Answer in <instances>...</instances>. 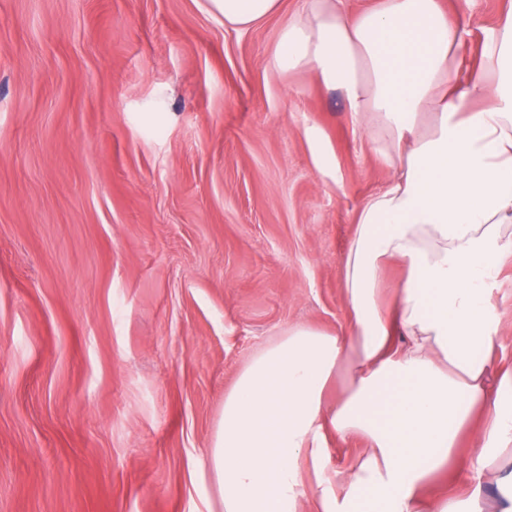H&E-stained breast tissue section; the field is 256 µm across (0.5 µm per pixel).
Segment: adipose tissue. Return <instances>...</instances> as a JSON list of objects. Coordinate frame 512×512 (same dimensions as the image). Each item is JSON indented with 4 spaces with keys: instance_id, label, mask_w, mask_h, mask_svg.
<instances>
[{
    "instance_id": "obj_1",
    "label": "adipose tissue",
    "mask_w": 512,
    "mask_h": 512,
    "mask_svg": "<svg viewBox=\"0 0 512 512\" xmlns=\"http://www.w3.org/2000/svg\"><path fill=\"white\" fill-rule=\"evenodd\" d=\"M207 6L244 30L280 13L282 0ZM468 35L439 0H376L358 15L345 0H307L282 27L275 69L314 72L339 91L393 175L357 213L348 331L290 328L225 394L208 456L223 512H300L305 462L317 512H512V370L490 381L492 284L512 259V16L487 32L481 69L461 83ZM426 112L436 117L429 133ZM391 260L405 281L386 311L378 291ZM475 419L467 494L425 506L427 481ZM330 433L369 442L340 479L326 471Z\"/></svg>"
}]
</instances>
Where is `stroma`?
I'll return each instance as SVG.
<instances>
[{
    "mask_svg": "<svg viewBox=\"0 0 512 512\" xmlns=\"http://www.w3.org/2000/svg\"><path fill=\"white\" fill-rule=\"evenodd\" d=\"M472 30L512 0H440ZM205 0H0V512H221L224 395L288 329H348L391 171L338 92ZM326 147L331 171L317 167ZM512 368V260L493 284ZM472 435L431 496H464Z\"/></svg>",
    "mask_w": 512,
    "mask_h": 512,
    "instance_id": "1",
    "label": "stroma"
}]
</instances>
